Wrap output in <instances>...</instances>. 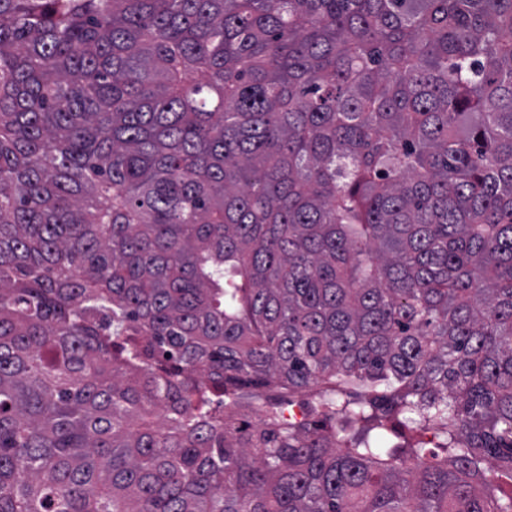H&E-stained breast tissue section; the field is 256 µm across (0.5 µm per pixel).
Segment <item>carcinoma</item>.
<instances>
[{
  "mask_svg": "<svg viewBox=\"0 0 512 512\" xmlns=\"http://www.w3.org/2000/svg\"><path fill=\"white\" fill-rule=\"evenodd\" d=\"M0 512H512V0H0Z\"/></svg>",
  "mask_w": 512,
  "mask_h": 512,
  "instance_id": "1",
  "label": "carcinoma"
}]
</instances>
